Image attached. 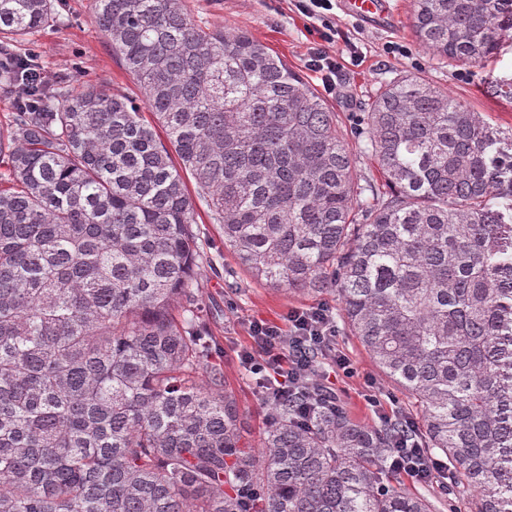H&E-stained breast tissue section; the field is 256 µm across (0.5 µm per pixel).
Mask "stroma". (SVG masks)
I'll use <instances>...</instances> for the list:
<instances>
[{
	"mask_svg": "<svg viewBox=\"0 0 512 512\" xmlns=\"http://www.w3.org/2000/svg\"><path fill=\"white\" fill-rule=\"evenodd\" d=\"M390 2L395 15L392 23L382 28L365 24L345 13L342 6H335L336 34L330 44L324 39L325 29L320 21L298 13L292 0H187V6L200 25L248 32L316 89H321L322 83L305 65L308 48L326 44L336 52L342 66L336 89L323 92L322 98L338 115L358 179L378 175L369 151L368 132L360 118L381 85L405 74L426 78L481 113L494 127L506 133L512 131V103L487 93L492 78L512 75V43H506L497 57L476 67L438 66L412 32V0ZM392 44L403 46V53L388 54L386 48ZM354 49L363 56L362 65L351 64L350 52ZM21 50L35 55L49 74L95 84L134 100L140 96L137 86L113 57L106 37L92 22L89 0H57L54 23L33 32ZM197 229L202 255L197 282L213 347L224 364L226 383L241 407L242 434L255 444L267 415L255 380L238 356L251 343L245 329L247 320L258 317L280 323L289 311L321 304L336 314L340 305L332 295L288 291L257 282L225 248L221 225L211 223L203 213ZM334 343L337 353L348 357L354 369L353 376L340 374L335 380L336 398L351 416L368 424L379 423L384 414L415 418L406 394L384 380L344 323H337ZM372 396L379 399V407L369 405Z\"/></svg>",
	"mask_w": 512,
	"mask_h": 512,
	"instance_id": "35a3bbf8",
	"label": "stroma"
}]
</instances>
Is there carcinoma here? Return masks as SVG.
I'll list each match as a JSON object with an SVG mask.
<instances>
[{
    "mask_svg": "<svg viewBox=\"0 0 512 512\" xmlns=\"http://www.w3.org/2000/svg\"><path fill=\"white\" fill-rule=\"evenodd\" d=\"M54 2L0 0V512H438L393 483L405 442L471 512H512V135L405 75L364 113L383 184L361 183L319 93L185 0H90L142 106L24 82L14 46ZM412 29L474 67L512 40V0H413ZM489 88L512 102V76ZM200 204L255 280L337 295L417 428L330 409L312 353L243 442L195 275Z\"/></svg>",
    "mask_w": 512,
    "mask_h": 512,
    "instance_id": "obj_1",
    "label": "carcinoma"
}]
</instances>
